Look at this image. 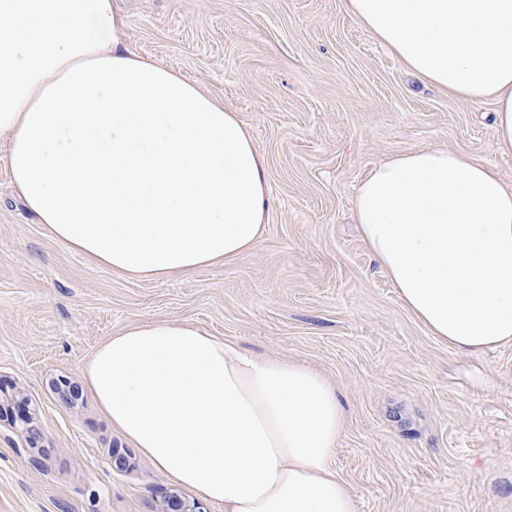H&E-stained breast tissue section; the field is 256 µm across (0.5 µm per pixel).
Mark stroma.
<instances>
[{"label":"stroma","mask_w":512,"mask_h":512,"mask_svg":"<svg viewBox=\"0 0 512 512\" xmlns=\"http://www.w3.org/2000/svg\"><path fill=\"white\" fill-rule=\"evenodd\" d=\"M121 39L236 112L269 209L245 257L136 280L53 239L16 197L0 137V512H224L170 484L92 400L83 366L145 321H188L336 387L330 460L358 512H512V343L456 352L417 321L352 219L360 181L416 149L512 185L491 101L424 85L345 0H115ZM126 460L113 466L114 455Z\"/></svg>","instance_id":"stroma-1"}]
</instances>
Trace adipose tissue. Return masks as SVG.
Returning a JSON list of instances; mask_svg holds the SVG:
<instances>
[{
  "instance_id": "ef3b65f1",
  "label": "adipose tissue",
  "mask_w": 512,
  "mask_h": 512,
  "mask_svg": "<svg viewBox=\"0 0 512 512\" xmlns=\"http://www.w3.org/2000/svg\"><path fill=\"white\" fill-rule=\"evenodd\" d=\"M408 70L492 99L512 150V0H346ZM112 0H0V136L36 223L136 279L255 247L266 164L237 113L121 42ZM362 238L407 310L456 351L512 343V187L458 152L386 159L360 182ZM83 374L113 428L224 512H358L329 460L345 410L308 365L189 322L147 321Z\"/></svg>"
}]
</instances>
